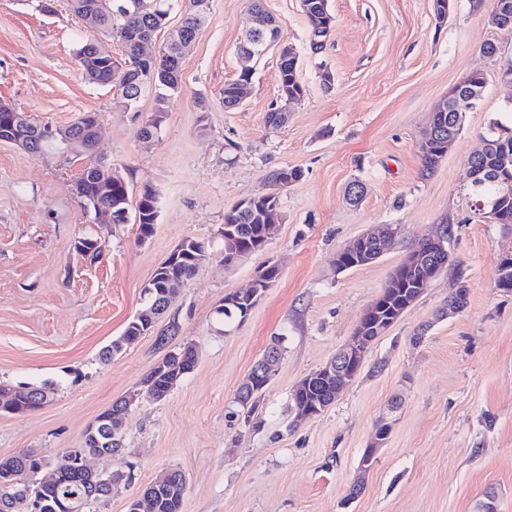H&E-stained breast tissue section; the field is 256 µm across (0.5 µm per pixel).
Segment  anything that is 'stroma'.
Masks as SVG:
<instances>
[{
	"mask_svg": "<svg viewBox=\"0 0 512 512\" xmlns=\"http://www.w3.org/2000/svg\"><path fill=\"white\" fill-rule=\"evenodd\" d=\"M263 3L281 42L297 52L306 89L286 123H266L278 96L273 53L255 64L242 108L224 110L249 0H210L179 90L146 142L139 129L153 115V94L124 112L112 87L83 79L75 51L86 29L67 0L52 16L35 0H0V101L42 123L68 125L86 112L99 122L95 148L78 157L0 143V381L54 386L43 408L0 413V458L83 447L94 418L133 394L121 451L89 459L130 477L99 512H127L172 468L186 477L183 512H478L489 491L498 512H512V293L495 285L500 259L512 253V226L475 214L466 174L467 157L491 130L512 128V106L494 80L512 62V30L487 25L496 0L478 12L456 0L442 23L433 0H330L335 24L316 54L300 0ZM488 41L498 56L482 54ZM472 70L489 78L483 98L433 174L421 177L417 143L429 116ZM326 71L334 76L328 87ZM100 162L134 191L155 190L149 239H139L136 224H105L80 206L73 179ZM283 166L303 175L277 190L268 175ZM354 182L364 188L357 204L347 195ZM274 190L281 217L265 250L225 268V212ZM381 224L399 226L395 244L371 264L337 271V251ZM444 225L448 266L374 341L335 404L294 422L298 383L352 335L404 256ZM88 235L101 245L92 262L74 249ZM189 237L207 257L156 322L157 331L174 323L178 333L164 345L147 334L101 359L142 307L154 270ZM269 260L278 279L245 321L225 326V295L247 288ZM461 286L466 306L440 316ZM422 326L425 337L413 344ZM277 337L284 352L260 424L245 425L234 416L236 391ZM187 342L193 370L164 400L139 396L150 368ZM396 396L402 404L387 442L350 497L361 454Z\"/></svg>",
	"mask_w": 512,
	"mask_h": 512,
	"instance_id": "stroma-1",
	"label": "stroma"
}]
</instances>
